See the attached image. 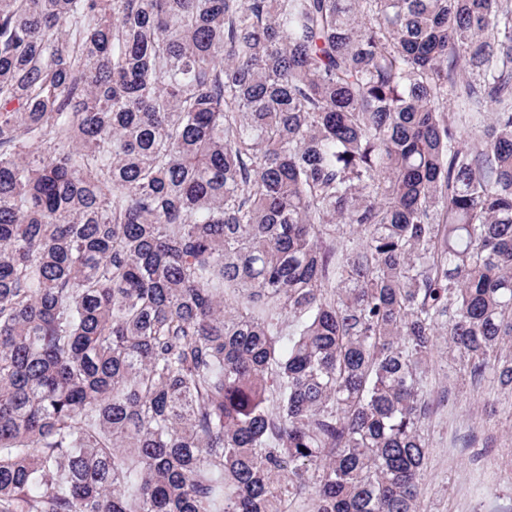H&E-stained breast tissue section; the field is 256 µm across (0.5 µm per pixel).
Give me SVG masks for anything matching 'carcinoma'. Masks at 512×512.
<instances>
[{"mask_svg": "<svg viewBox=\"0 0 512 512\" xmlns=\"http://www.w3.org/2000/svg\"><path fill=\"white\" fill-rule=\"evenodd\" d=\"M441 341L512 390V0H0V512H420Z\"/></svg>", "mask_w": 512, "mask_h": 512, "instance_id": "carcinoma-1", "label": "carcinoma"}]
</instances>
